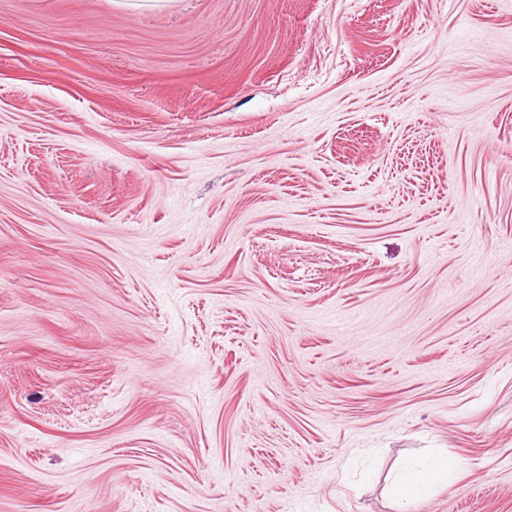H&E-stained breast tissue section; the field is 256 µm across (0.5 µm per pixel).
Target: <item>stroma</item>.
Masks as SVG:
<instances>
[{
    "label": "stroma",
    "mask_w": 512,
    "mask_h": 512,
    "mask_svg": "<svg viewBox=\"0 0 512 512\" xmlns=\"http://www.w3.org/2000/svg\"><path fill=\"white\" fill-rule=\"evenodd\" d=\"M0 512H512V0H0Z\"/></svg>",
    "instance_id": "stroma-1"
}]
</instances>
